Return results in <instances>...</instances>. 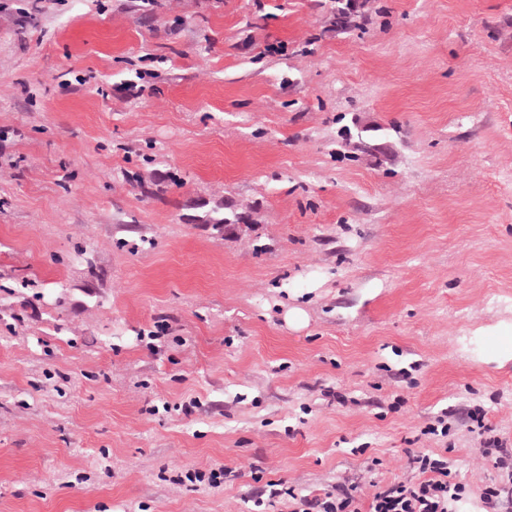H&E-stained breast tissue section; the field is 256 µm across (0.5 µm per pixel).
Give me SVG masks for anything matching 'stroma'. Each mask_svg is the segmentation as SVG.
<instances>
[{"instance_id":"1","label":"stroma","mask_w":512,"mask_h":512,"mask_svg":"<svg viewBox=\"0 0 512 512\" xmlns=\"http://www.w3.org/2000/svg\"><path fill=\"white\" fill-rule=\"evenodd\" d=\"M330 2L0 0V512L512 476V0ZM344 0H334L333 7L334 24L336 31H346L360 27L359 20L362 18L361 11H358L360 4L355 9H349Z\"/></svg>"}]
</instances>
